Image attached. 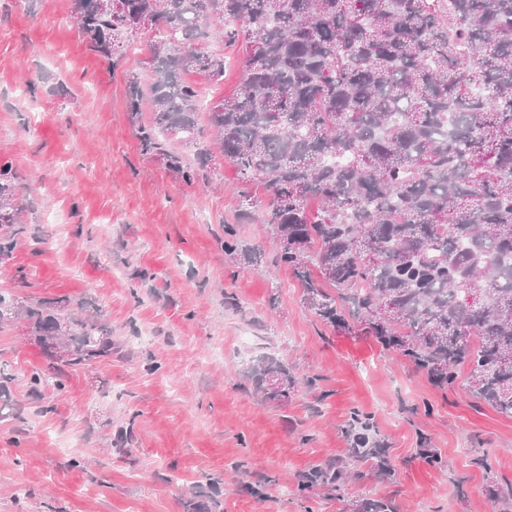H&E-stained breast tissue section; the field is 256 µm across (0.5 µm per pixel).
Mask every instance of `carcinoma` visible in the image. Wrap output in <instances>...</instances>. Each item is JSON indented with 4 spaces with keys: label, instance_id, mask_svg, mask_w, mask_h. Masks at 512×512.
<instances>
[{
    "label": "carcinoma",
    "instance_id": "carcinoma-1",
    "mask_svg": "<svg viewBox=\"0 0 512 512\" xmlns=\"http://www.w3.org/2000/svg\"><path fill=\"white\" fill-rule=\"evenodd\" d=\"M71 13L111 61L143 25L158 27L148 80L127 81L141 150L193 182L216 149L262 187L274 262L324 325L362 323L435 384L463 374L474 398L512 418V0H71ZM241 38L239 89L202 103L186 75L221 82L224 52L201 43ZM24 210L17 173L0 164L1 263L25 230ZM224 254L240 268L257 260L233 224ZM18 318L48 361L29 375L36 396L64 389L49 369L117 351L100 309L0 290V328ZM247 378L276 406L298 386L272 353ZM14 381L0 362L1 422L22 419ZM355 476L334 459L304 473L298 490L335 495ZM221 507L185 503L186 512ZM356 510L397 512L385 499Z\"/></svg>",
    "mask_w": 512,
    "mask_h": 512
}]
</instances>
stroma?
Instances as JSON below:
<instances>
[{"label": "stroma", "instance_id": "stroma-1", "mask_svg": "<svg viewBox=\"0 0 512 512\" xmlns=\"http://www.w3.org/2000/svg\"><path fill=\"white\" fill-rule=\"evenodd\" d=\"M156 38L134 36L114 63L90 50L70 0H0V164L16 169L26 203L0 289L99 308L121 347L35 398L40 347L25 322L0 331L23 410L0 422V512H185L213 492L224 512H353L375 496L398 512H504L512 418L477 402L466 379L438 387L368 333L320 322L274 266L264 224H237L249 185L221 156L207 181L187 182L142 152L126 78ZM207 48L224 53L223 81L190 79L215 101L237 89L244 49ZM232 223L261 252L250 269L224 253ZM265 352L305 382L285 406L262 403L247 379ZM356 414L388 471L368 457L341 495L300 494L301 473L349 458ZM77 454L86 468L71 466Z\"/></svg>", "mask_w": 512, "mask_h": 512}]
</instances>
